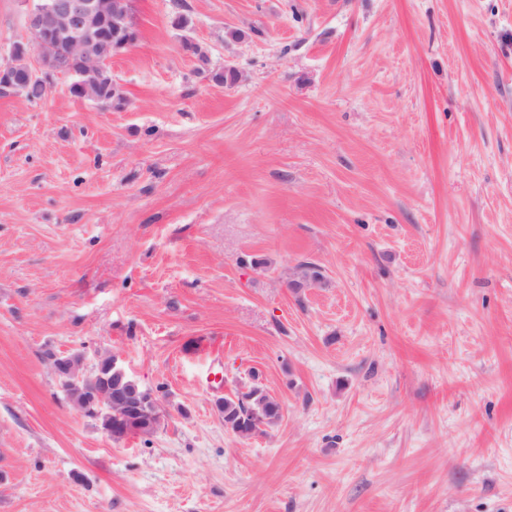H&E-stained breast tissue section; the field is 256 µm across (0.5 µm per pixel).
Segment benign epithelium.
<instances>
[{"instance_id": "benign-epithelium-1", "label": "benign epithelium", "mask_w": 512, "mask_h": 512, "mask_svg": "<svg viewBox=\"0 0 512 512\" xmlns=\"http://www.w3.org/2000/svg\"><path fill=\"white\" fill-rule=\"evenodd\" d=\"M132 0H36L30 7L22 40V63L11 59L0 65V92L20 94L29 85H50L56 76L71 79L69 94L79 100L98 101L112 94V57L134 45L117 48L107 29L130 31ZM13 44V47L20 46ZM46 361L74 408L103 424L113 441L145 438L157 432L164 411L156 394L140 390L128 378L120 356L97 352L53 354Z\"/></svg>"}]
</instances>
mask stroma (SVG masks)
I'll return each mask as SVG.
<instances>
[{"mask_svg":"<svg viewBox=\"0 0 512 512\" xmlns=\"http://www.w3.org/2000/svg\"><path fill=\"white\" fill-rule=\"evenodd\" d=\"M133 22L121 108L0 96V512H512V0ZM97 349L155 435L68 403L46 352ZM254 371L282 417L244 439L216 402Z\"/></svg>","mask_w":512,"mask_h":512,"instance_id":"35a3bbf8","label":"stroma"}]
</instances>
